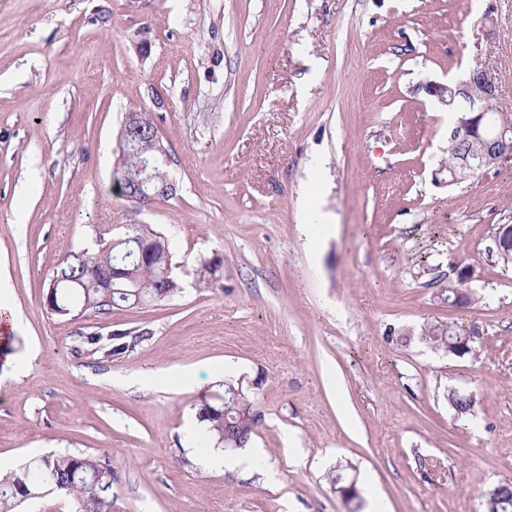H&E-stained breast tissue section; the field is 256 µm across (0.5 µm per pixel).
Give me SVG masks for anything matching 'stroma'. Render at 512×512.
Instances as JSON below:
<instances>
[{"instance_id": "obj_1", "label": "stroma", "mask_w": 512, "mask_h": 512, "mask_svg": "<svg viewBox=\"0 0 512 512\" xmlns=\"http://www.w3.org/2000/svg\"><path fill=\"white\" fill-rule=\"evenodd\" d=\"M151 50L140 55L137 44ZM493 64L512 112V0H0V469L49 452L112 466V512H486L512 480V162L458 186L456 116L427 96ZM163 108H155L154 95ZM151 112L171 196L112 191L125 113ZM329 232L304 228L312 209ZM148 224L181 293L51 314L56 265ZM220 257L216 287L194 285ZM469 267L470 306L436 289ZM451 321L470 354L429 347ZM146 327L102 360L91 333ZM253 386L264 466L190 441L226 369ZM473 396L459 414L448 394Z\"/></svg>"}]
</instances>
